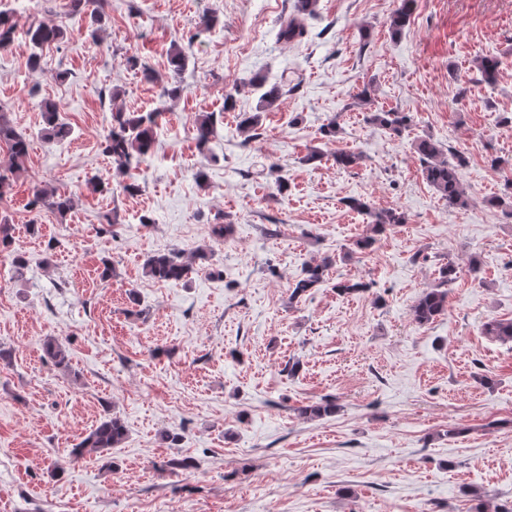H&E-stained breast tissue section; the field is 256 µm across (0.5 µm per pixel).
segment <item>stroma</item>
<instances>
[{
	"label": "stroma",
	"mask_w": 512,
	"mask_h": 512,
	"mask_svg": "<svg viewBox=\"0 0 512 512\" xmlns=\"http://www.w3.org/2000/svg\"><path fill=\"white\" fill-rule=\"evenodd\" d=\"M294 3L106 0L96 25L70 0H0L17 20L0 48V111L30 141L0 196V222L13 227L0 251V348L11 353L0 361V512L512 507V341L483 332L488 319H512V219L488 204L511 189L512 170L491 161L512 160V0H416L397 36L400 0H318L304 38L286 44L278 30ZM40 21L67 37L35 72L26 30ZM176 45L188 65L172 101L143 72L169 75ZM487 55L500 61L493 85L475 66ZM257 72L286 87L249 136L238 115L256 108ZM48 100L70 129L64 139L46 134ZM118 108L161 113L153 154L129 175L133 196L100 149ZM381 110L411 117L402 136L367 122ZM211 112L218 122L201 149L196 120ZM333 120L329 142L320 130ZM423 137L467 157L469 208L449 207L424 179L414 148ZM314 148L322 161L305 163ZM339 150L363 159L336 167ZM36 185L70 194L72 209L32 206ZM353 198L408 221L354 252L367 223ZM222 223L233 233L219 240L211 229ZM199 246L217 275L158 283L142 272L152 254ZM323 256L334 259L324 282L293 296L304 263ZM448 263V309L417 325L412 307ZM344 281L364 289L338 294ZM51 338L66 344L69 368L45 358ZM325 398L334 415L299 416ZM108 413L127 430L113 467L72 459ZM174 458L189 468L169 467Z\"/></svg>",
	"instance_id": "obj_1"
}]
</instances>
